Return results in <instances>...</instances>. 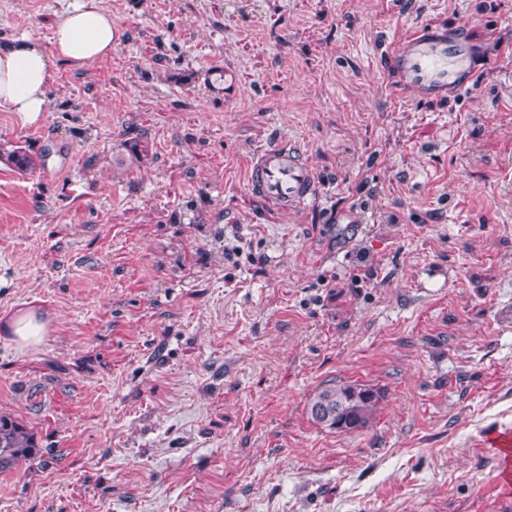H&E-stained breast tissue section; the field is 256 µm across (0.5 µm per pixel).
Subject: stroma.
I'll use <instances>...</instances> for the list:
<instances>
[{
  "label": "stroma",
  "instance_id": "35a3bbf8",
  "mask_svg": "<svg viewBox=\"0 0 512 512\" xmlns=\"http://www.w3.org/2000/svg\"><path fill=\"white\" fill-rule=\"evenodd\" d=\"M70 2L0 0V40L52 52ZM101 4L108 57L38 124L0 104L39 162L0 158V414L39 446L0 512H512V0ZM420 27L498 61L423 100L386 57ZM285 141L323 186L292 212L248 184ZM334 379L368 427L311 419ZM12 333L24 344L40 342L47 333L46 323L37 312L27 311L18 316L12 324ZM324 400L332 404L338 411V422L334 424L335 413ZM381 400L380 392L369 385L351 383L348 381L330 380L323 383L313 398L309 401L314 406L310 412L315 421L322 427L339 433L352 432L368 426ZM489 445L497 450L502 461V468L497 478L498 482L510 488L512 481V436L510 431L504 433H496L488 438Z\"/></svg>",
  "mask_w": 512,
  "mask_h": 512
}]
</instances>
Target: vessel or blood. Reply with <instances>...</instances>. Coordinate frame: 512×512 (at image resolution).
Segmentation results:
<instances>
[{"mask_svg": "<svg viewBox=\"0 0 512 512\" xmlns=\"http://www.w3.org/2000/svg\"><path fill=\"white\" fill-rule=\"evenodd\" d=\"M389 65L403 87L429 99L442 100L469 90L463 78L471 69V52L455 32L419 28L392 50ZM249 186L272 205L293 210L318 201L319 182L311 165L294 146L276 144L257 150L250 159ZM489 444L502 461L498 481L512 485V434L496 433Z\"/></svg>", "mask_w": 512, "mask_h": 512, "instance_id": "obj_1", "label": "vessel or blood"}]
</instances>
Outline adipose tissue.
I'll list each match as a JSON object with an SVG mask.
<instances>
[{
    "mask_svg": "<svg viewBox=\"0 0 512 512\" xmlns=\"http://www.w3.org/2000/svg\"><path fill=\"white\" fill-rule=\"evenodd\" d=\"M116 39L112 16L100 0H76L56 29L53 54L26 37L0 43V104L16 112L21 124L41 122L55 61L88 65L108 56Z\"/></svg>",
    "mask_w": 512,
    "mask_h": 512,
    "instance_id": "adipose-tissue-1",
    "label": "adipose tissue"
}]
</instances>
